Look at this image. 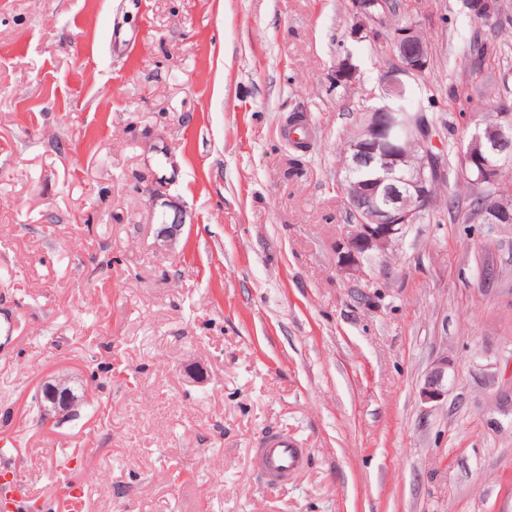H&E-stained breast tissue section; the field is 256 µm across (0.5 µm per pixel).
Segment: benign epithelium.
<instances>
[{"instance_id": "benign-epithelium-1", "label": "benign epithelium", "mask_w": 512, "mask_h": 512, "mask_svg": "<svg viewBox=\"0 0 512 512\" xmlns=\"http://www.w3.org/2000/svg\"><path fill=\"white\" fill-rule=\"evenodd\" d=\"M381 0H351L354 19L353 34L374 41L382 38L389 43L395 66L380 80L383 102L360 113L358 127L352 138L351 150L344 158L347 170L369 168L374 177L360 182L343 179L342 192L354 223L344 224L334 242L338 272L351 281L364 276L362 259L370 254L384 253L403 238L407 227L419 213L430 209L436 179L434 148L437 137L430 125L415 123L409 113L396 112L393 105L403 98L404 79L419 80L430 66L428 45L419 39L415 24L391 31L383 37L381 27L388 15H379L375 5ZM334 79L338 85H351L356 80V68L350 57L336 63ZM406 143L416 144L422 159L414 162L403 150ZM512 161V113H498L495 127L476 133L461 158V173L475 171L472 183L477 188L496 185L502 165ZM510 200L499 202L495 197L473 215L489 224L512 221ZM185 224L183 212L174 207L163 213L157 237L169 242ZM72 377L54 375L38 390L40 416L47 422H61L77 414L79 399L71 390ZM448 394V360H438L429 372L420 397L425 403H438Z\"/></svg>"}]
</instances>
